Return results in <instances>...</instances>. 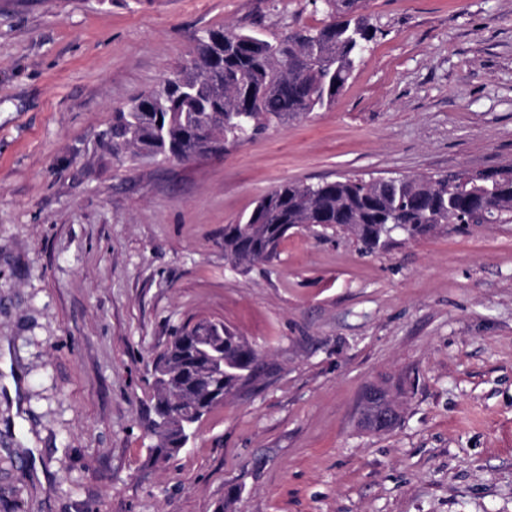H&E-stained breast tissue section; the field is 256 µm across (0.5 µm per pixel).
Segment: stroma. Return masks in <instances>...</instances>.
<instances>
[{
	"instance_id": "1",
	"label": "stroma",
	"mask_w": 512,
	"mask_h": 512,
	"mask_svg": "<svg viewBox=\"0 0 512 512\" xmlns=\"http://www.w3.org/2000/svg\"><path fill=\"white\" fill-rule=\"evenodd\" d=\"M361 6L379 34L331 110L179 162L99 134L200 31L318 28L325 0H0V512H512V221L224 260L285 181L512 167V0ZM202 318L265 363L156 462L148 365ZM389 390L382 386H369L362 395V416L369 411L393 404Z\"/></svg>"
}]
</instances>
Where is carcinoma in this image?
I'll list each match as a JSON object with an SVG mask.
<instances>
[{"instance_id": "1", "label": "carcinoma", "mask_w": 512, "mask_h": 512, "mask_svg": "<svg viewBox=\"0 0 512 512\" xmlns=\"http://www.w3.org/2000/svg\"><path fill=\"white\" fill-rule=\"evenodd\" d=\"M331 20L320 28H300L273 40L219 27L194 38L190 59L160 85L117 110L102 145L115 159L125 154L189 160L215 154L228 143L249 140L273 124L331 108L346 89L378 29L358 13L352 0H327ZM315 44L336 66L300 60ZM476 224L512 217V169L485 172L477 180L459 174L412 177L371 183L339 175L315 183L284 182L257 202L239 224L224 225V260L248 269L277 258L288 231L300 224H339L365 254L429 234L467 216ZM204 337L197 325L175 329L152 363L154 459L181 451L184 433L168 418L197 422L214 405L231 397L252 376L260 352L220 322H208ZM382 386L362 395V413L392 404Z\"/></svg>"}]
</instances>
